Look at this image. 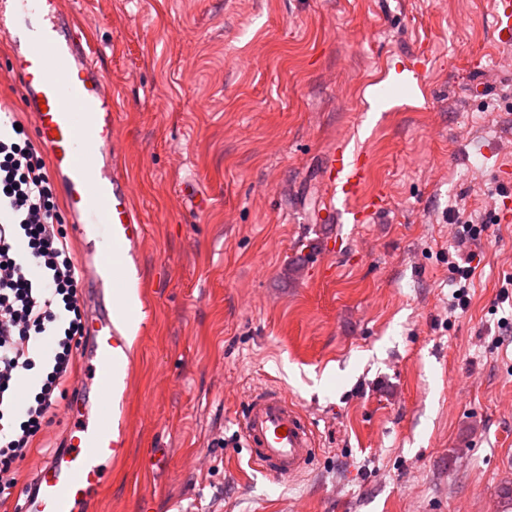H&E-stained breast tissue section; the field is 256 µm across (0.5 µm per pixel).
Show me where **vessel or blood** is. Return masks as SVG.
<instances>
[{"label": "vessel or blood", "instance_id": "vessel-or-blood-1", "mask_svg": "<svg viewBox=\"0 0 512 512\" xmlns=\"http://www.w3.org/2000/svg\"><path fill=\"white\" fill-rule=\"evenodd\" d=\"M0 30L10 40L26 108L91 261L95 287L85 370L101 392L109 393L127 384L131 351L124 322L132 311L117 285L130 275L127 248L144 234V219L112 135V92L64 0H0ZM495 32L500 44L512 43V0H496ZM369 165L367 156L350 155L340 143L328 152L325 181L336 196L337 215L347 223H366L381 210L375 201L360 209L352 205ZM70 410L75 420L65 435V449L36 472V491L24 512H87L108 468L123 452L111 411L81 395L71 399ZM241 425L256 461L276 478L297 476L316 446L311 425L277 389L252 394Z\"/></svg>", "mask_w": 512, "mask_h": 512}]
</instances>
